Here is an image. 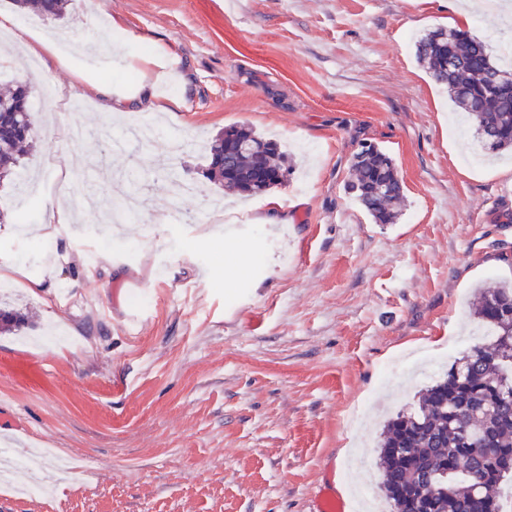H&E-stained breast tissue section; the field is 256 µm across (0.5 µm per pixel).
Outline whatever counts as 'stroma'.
<instances>
[{
	"mask_svg": "<svg viewBox=\"0 0 512 512\" xmlns=\"http://www.w3.org/2000/svg\"><path fill=\"white\" fill-rule=\"evenodd\" d=\"M98 3L123 29L111 53L0 68L58 89L31 102L25 172L44 194L0 183V264L16 276L0 307L29 318L0 334V420L32 462L0 484V512H308L353 448L370 457L355 482L378 490L384 424L444 374L383 386L382 368L452 338L463 356L484 333L473 289L512 282V155L451 134L453 104L414 42L457 27L497 61L512 23L462 0ZM88 81L124 95L123 113ZM143 87L172 111L147 147L116 149V127L148 115ZM242 123L292 154L286 185L245 197L205 177L213 139ZM363 142L399 171L396 223L344 190ZM164 166L195 198L173 199ZM65 191L79 219L61 250L40 218ZM275 208L287 223H264ZM110 238L135 256L87 264ZM362 401L371 413L350 428ZM34 483L50 498L23 494Z\"/></svg>",
	"mask_w": 512,
	"mask_h": 512,
	"instance_id": "obj_1",
	"label": "stroma"
}]
</instances>
